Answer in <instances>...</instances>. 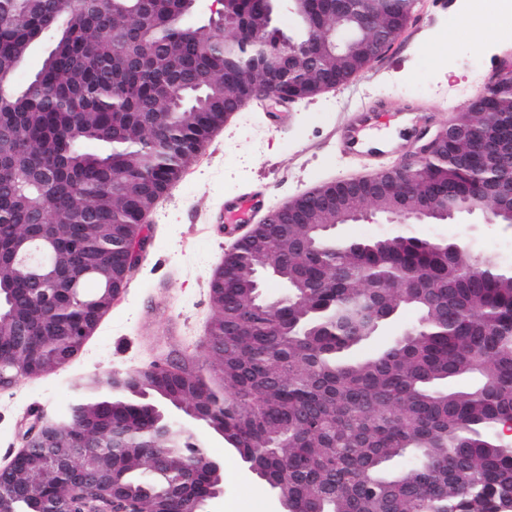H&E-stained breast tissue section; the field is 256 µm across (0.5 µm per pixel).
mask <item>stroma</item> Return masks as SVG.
<instances>
[{
  "instance_id": "1",
  "label": "stroma",
  "mask_w": 512,
  "mask_h": 512,
  "mask_svg": "<svg viewBox=\"0 0 512 512\" xmlns=\"http://www.w3.org/2000/svg\"><path fill=\"white\" fill-rule=\"evenodd\" d=\"M470 0H418L400 39L377 62L342 86L298 102L257 98L224 124L148 216L149 246L129 276L120 302L106 314L70 363L0 390V466L22 448L30 423L67 414L85 377L148 367L167 349V318L180 321L182 345L200 368L213 315L209 282L232 245L208 224L225 198L263 186L281 205L323 184L354 179L358 160L341 157L338 120L368 98L390 102L393 124L437 128L473 101L501 61H512V0H500L496 31L457 25ZM342 239L391 234L469 244L482 257L512 267V224H487L462 214L443 224H386L368 214L336 229ZM207 454L223 466L224 495L210 512H279L269 486L225 442L208 437Z\"/></svg>"
}]
</instances>
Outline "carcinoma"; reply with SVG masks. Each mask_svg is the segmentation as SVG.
Wrapping results in <instances>:
<instances>
[{"instance_id":"cac0c4a2","label":"carcinoma","mask_w":512,"mask_h":512,"mask_svg":"<svg viewBox=\"0 0 512 512\" xmlns=\"http://www.w3.org/2000/svg\"><path fill=\"white\" fill-rule=\"evenodd\" d=\"M182 0H135L129 9L102 14L92 0H0V72L15 76L33 46L52 48L24 84L13 83V102L0 110V126L18 133L0 161V181L18 182L48 165L53 178L39 191L51 226L53 258L72 261L76 238L98 256L97 271L70 290L55 289L58 312L46 315L25 294L26 278L0 266L16 294L9 312L28 326L23 349L7 321L0 322V355L23 361L35 375L69 361L81 349L76 330L94 328L126 284L122 244L179 180L216 130L206 103L215 87L249 100L267 87L261 55L276 49L239 44L224 49L221 32L241 41L243 20L265 19L264 0H243L224 27L196 26L183 17ZM250 73V82L238 80ZM359 73L354 62L321 56L317 76ZM485 122L512 137V98L490 99ZM512 181V164L490 160L481 140L456 139L422 172L401 175L390 187L404 208L428 199L438 210H466L480 187L493 207L496 187ZM354 212L388 205L380 197L345 199ZM20 195L0 192V249L8 252L29 234ZM313 226L295 225L293 245L266 243V257L288 264L308 295L254 316L257 290L239 286L241 260L211 280L214 316L207 339L209 366L224 387L212 386L186 362L159 370L154 380L201 417L224 428L238 455L251 459L288 495L296 512H505L502 478L512 453L497 437L512 420V270L486 260L483 273L464 279L462 256L435 242L398 235L341 240L313 253L303 247ZM112 282L113 291L105 290ZM407 286L426 289L433 301L401 297ZM403 309L417 324L374 355L357 348ZM471 377L467 391L448 380ZM142 371L94 377L76 389L68 416L56 420L59 441L84 440L99 448L97 462L120 478L116 489L142 493L144 512L172 505L143 492L152 475L140 449L167 450L164 482L186 497L202 495L211 478L187 466L205 454L198 440L165 428L146 408ZM122 433L123 447L111 446ZM410 458L409 466L393 467ZM465 462V478L455 469ZM26 461L11 477L19 489L41 476ZM341 489L336 499L331 487Z\"/></svg>"}]
</instances>
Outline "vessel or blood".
Wrapping results in <instances>:
<instances>
[{"mask_svg": "<svg viewBox=\"0 0 512 512\" xmlns=\"http://www.w3.org/2000/svg\"><path fill=\"white\" fill-rule=\"evenodd\" d=\"M387 114L374 106H361L336 127V138L343 151L350 155H365L379 158L384 152L403 151L409 137V130H401L394 136L388 147H380L371 133L386 119ZM268 196L259 190H246L225 199L215 216L216 223L222 224L227 232H234L239 225L253 223L257 216L271 211Z\"/></svg>", "mask_w": 512, "mask_h": 512, "instance_id": "vessel-or-blood-1", "label": "vessel or blood"}]
</instances>
